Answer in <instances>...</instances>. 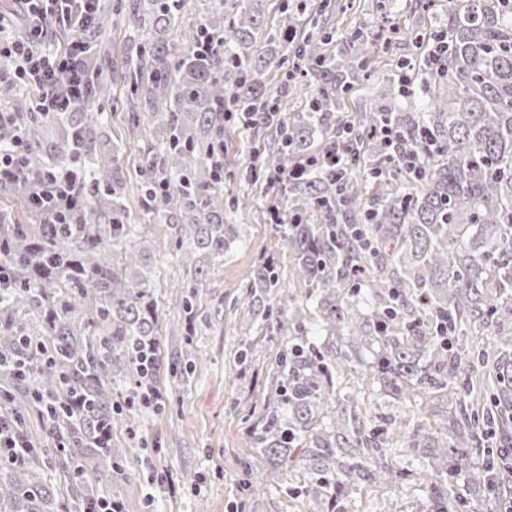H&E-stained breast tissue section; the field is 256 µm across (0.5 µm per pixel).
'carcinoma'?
Instances as JSON below:
<instances>
[{"instance_id":"obj_1","label":"carcinoma","mask_w":512,"mask_h":512,"mask_svg":"<svg viewBox=\"0 0 512 512\" xmlns=\"http://www.w3.org/2000/svg\"><path fill=\"white\" fill-rule=\"evenodd\" d=\"M261 0H202L195 26L182 34L185 0L130 5L138 37L128 39L123 78L135 112L145 105L161 125L147 138L140 171L139 220L165 231L170 252L187 270L179 295L193 309L208 268L224 260L237 239L225 211L252 207L247 195L224 203V166L213 148L224 141V113L236 112L282 167L305 166L288 179L289 223L281 227L303 302L291 298L278 265L250 273L259 289L251 312L266 330L287 340L274 360L272 395L250 447L267 458L271 477L309 479L338 512L356 486L373 481L389 457L407 448L420 455L430 479V512H451L457 481L484 487L491 507L512 495V464L495 449L485 468L474 466L481 426L512 439V354L475 345L469 337L512 335V0H448V57L434 74L422 112L391 95L376 109L333 125L338 93L362 74L377 44L360 28L338 34L343 49L326 55L322 39L298 31L313 24L306 5H284L265 21ZM265 31L277 49L250 57ZM289 60L306 79L286 83L288 94H267L263 76ZM307 104L288 117L301 91ZM90 86L78 111L53 119L54 156L30 149L33 175L51 162L77 157L91 182L87 224H21L0 211V404L24 420L32 447L0 474V512H54L52 490L36 476L37 446L50 438L84 476L83 500L97 507L104 483L122 482L124 449L97 427L117 424L122 381L134 398L157 394L160 375L183 377L197 365L188 340L163 356L156 328L159 306L152 269L126 199L118 144L107 147L108 121L83 110L105 95ZM274 116H269V113ZM400 132L397 156L378 136L383 122ZM426 131L429 141L420 137ZM346 135L353 168L335 174L308 161L321 140ZM425 155L424 171L400 156ZM321 341L307 338L310 313ZM349 370L355 393H341L336 375ZM58 397L55 411L40 405ZM419 401L432 420L407 425L405 407Z\"/></svg>"}]
</instances>
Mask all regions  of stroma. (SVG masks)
<instances>
[{
    "mask_svg": "<svg viewBox=\"0 0 512 512\" xmlns=\"http://www.w3.org/2000/svg\"><path fill=\"white\" fill-rule=\"evenodd\" d=\"M119 19L112 33L95 41L100 73L109 91L94 109L109 115V133L123 154L128 184V205L141 215L139 167L141 147L156 134L153 123L131 129L130 92L122 79L131 23L130 0H106ZM448 21V0H430L427 8L413 0H337L336 13L326 29L374 30L379 45L369 69L375 73L376 92H390L400 63H408L410 78H417L432 40ZM273 163L265 140L254 139L236 115L224 118V195L249 194L250 211L229 215L238 239L222 262L213 264L197 290L195 309L186 312L174 289L186 272L168 251L163 236L151 232L148 262L154 272V293L161 306L157 338L162 352H170L174 333L192 332L199 363L189 378L163 376L160 395L149 404L125 407L115 433L126 450L128 481L103 486L104 496H117L137 506V512H323L305 496L290 500L288 482H271L263 495L250 499L246 485L251 475L263 472L260 452H249V440L270 394L273 361L281 346L278 336H267L255 322L249 303L247 274L262 255L278 244L266 209L280 193L264 180L247 181L239 172L253 157ZM257 345L251 366L240 369L235 352L242 340ZM39 478L54 492L56 512H83L82 488L57 457L52 441L40 455ZM398 482L378 478L376 483L351 493L345 512H421L426 497L424 482L412 457L399 458Z\"/></svg>",
    "mask_w": 512,
    "mask_h": 512,
    "instance_id": "35a3bbf8",
    "label": "stroma"
}]
</instances>
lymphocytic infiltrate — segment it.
I'll use <instances>...</instances> for the list:
<instances>
[{
	"mask_svg": "<svg viewBox=\"0 0 512 512\" xmlns=\"http://www.w3.org/2000/svg\"><path fill=\"white\" fill-rule=\"evenodd\" d=\"M97 0H15L11 15L23 21V38L14 39L0 13V58L6 59L17 77L26 78L38 91L36 112L73 111L85 88L82 59L92 45L88 20ZM61 25L73 34L66 47L49 50L48 32ZM10 113L0 112V183L31 184L33 200L45 223L82 224L89 213V189L76 162L50 168L32 178L19 154L22 139L13 131Z\"/></svg>",
	"mask_w": 512,
	"mask_h": 512,
	"instance_id": "f902f5d3",
	"label": "lymphocytic infiltrate"
}]
</instances>
